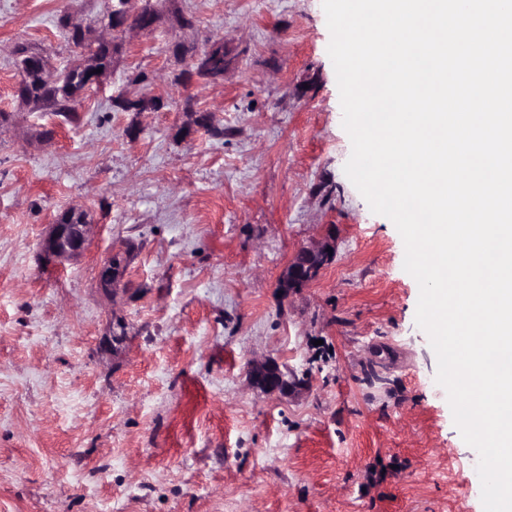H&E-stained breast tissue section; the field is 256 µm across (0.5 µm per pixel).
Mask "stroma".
I'll use <instances>...</instances> for the list:
<instances>
[{
    "label": "stroma",
    "mask_w": 512,
    "mask_h": 512,
    "mask_svg": "<svg viewBox=\"0 0 512 512\" xmlns=\"http://www.w3.org/2000/svg\"><path fill=\"white\" fill-rule=\"evenodd\" d=\"M107 6L0 0V512H483L403 240L344 173L321 0H160L78 123L20 106L14 47L64 68L58 14L99 28ZM218 38L223 79L181 80L192 58L171 43ZM121 93L162 106L124 112ZM189 109L220 135L183 136ZM71 207L89 245L47 263L40 242ZM323 240L329 264L283 296L291 256ZM131 242L110 297L98 268ZM268 354L295 396L249 387Z\"/></svg>",
    "instance_id": "obj_1"
}]
</instances>
